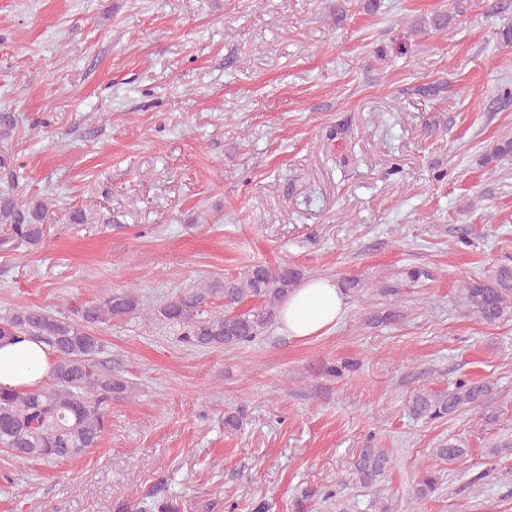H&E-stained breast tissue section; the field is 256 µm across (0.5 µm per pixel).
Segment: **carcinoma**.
Wrapping results in <instances>:
<instances>
[{
    "label": "carcinoma",
    "mask_w": 512,
    "mask_h": 512,
    "mask_svg": "<svg viewBox=\"0 0 512 512\" xmlns=\"http://www.w3.org/2000/svg\"><path fill=\"white\" fill-rule=\"evenodd\" d=\"M47 206L40 201L21 203L0 193V248L16 251L36 247L46 234ZM301 269L254 265L237 280L224 281V311L205 309L211 288H198L164 303L158 313L183 338L199 348H234L253 341L276 319L279 302L301 281ZM466 305L488 323L512 314V264L497 266L491 274L467 281ZM139 306L131 291L112 293L98 303L73 307L56 315L38 307H20L0 323V337L19 333L39 339L57 358L53 382L32 392L0 390V448L18 460L56 462L74 458L99 445L111 426L113 397L130 392L122 378L104 369L98 359L102 344L94 333L98 325L122 318ZM491 387L479 381H461L446 394L414 393L407 408L418 419L435 420L483 402ZM436 458L455 462L467 454L461 441L450 438L433 449ZM391 465L390 455L370 445L359 450L352 480L371 486ZM441 484V475L427 472L418 494L429 496ZM115 512H181L180 504L156 486L148 501L115 505Z\"/></svg>",
    "instance_id": "obj_1"
}]
</instances>
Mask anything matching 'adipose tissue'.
Here are the masks:
<instances>
[{"label": "adipose tissue", "mask_w": 512, "mask_h": 512, "mask_svg": "<svg viewBox=\"0 0 512 512\" xmlns=\"http://www.w3.org/2000/svg\"><path fill=\"white\" fill-rule=\"evenodd\" d=\"M346 301L341 288L323 277H312L284 299L279 320L294 339L328 334L342 320ZM56 360L43 342L21 336L0 341V388L27 392L52 380Z\"/></svg>", "instance_id": "obj_1"}]
</instances>
